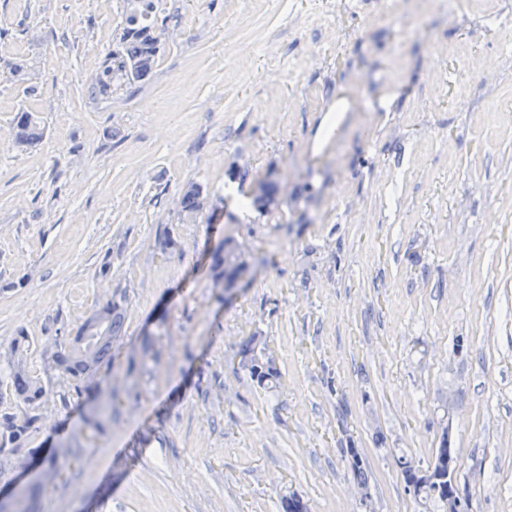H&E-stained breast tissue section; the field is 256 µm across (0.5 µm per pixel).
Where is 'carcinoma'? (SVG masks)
<instances>
[{
    "label": "carcinoma",
    "mask_w": 512,
    "mask_h": 512,
    "mask_svg": "<svg viewBox=\"0 0 512 512\" xmlns=\"http://www.w3.org/2000/svg\"><path fill=\"white\" fill-rule=\"evenodd\" d=\"M130 10L126 12L125 26L116 48L112 50L110 61L112 72L129 83L145 79L154 69L159 52V35L156 33L154 0H127ZM16 138L21 143L30 144L40 136L37 119L30 112H23L17 119ZM180 205L182 211L191 215L203 206V187L195 182L183 188ZM219 266L225 280L234 279L241 271L243 263L235 249L227 248ZM126 293L118 290L112 298L99 305L84 321L71 342L45 354L43 372L59 371L74 382V389L92 382L102 365L112 359V349L123 336ZM262 341L257 336L249 337L241 351V364L261 385L278 380L273 363L262 364ZM30 348L26 335L14 338L11 355L16 368L11 377L10 387L14 395L29 407H33L46 393L43 380L31 375L24 367V358ZM31 418L23 420L8 417L0 421V448L13 444L26 433Z\"/></svg>",
    "instance_id": "obj_1"
}]
</instances>
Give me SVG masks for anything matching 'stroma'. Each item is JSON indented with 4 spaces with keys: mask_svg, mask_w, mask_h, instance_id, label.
Instances as JSON below:
<instances>
[{
    "mask_svg": "<svg viewBox=\"0 0 512 512\" xmlns=\"http://www.w3.org/2000/svg\"><path fill=\"white\" fill-rule=\"evenodd\" d=\"M155 3L130 85L126 0H0V419H32L0 492L63 445L36 512H445L399 468L445 443L471 512H512V0ZM118 289L96 384L44 374ZM21 334L33 409L4 388ZM253 335L278 382L241 366ZM125 26L110 61L112 73L128 83L145 79L154 69L159 52L154 0H127ZM16 138L20 143H33L40 136L37 119L30 112H23L17 119ZM180 205L188 215L198 212L203 206V187L195 182L187 183L182 191Z\"/></svg>",
    "mask_w": 512,
    "mask_h": 512,
    "instance_id": "stroma-1",
    "label": "stroma"
}]
</instances>
